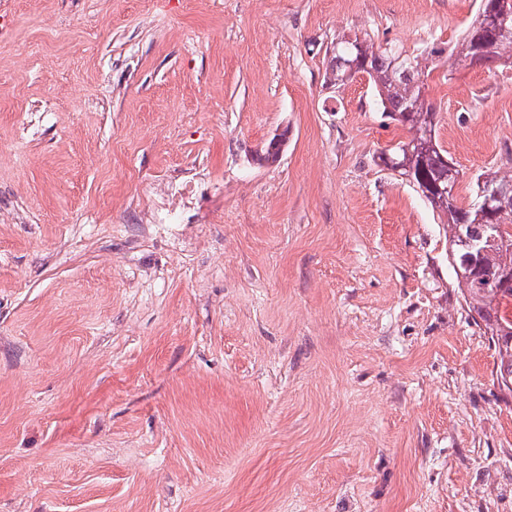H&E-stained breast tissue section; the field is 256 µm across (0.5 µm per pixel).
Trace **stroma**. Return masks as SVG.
Here are the masks:
<instances>
[{
  "mask_svg": "<svg viewBox=\"0 0 512 512\" xmlns=\"http://www.w3.org/2000/svg\"><path fill=\"white\" fill-rule=\"evenodd\" d=\"M479 0H0V512H512V396L338 37ZM426 79L512 174V64ZM288 143L277 161L265 144Z\"/></svg>",
  "mask_w": 512,
  "mask_h": 512,
  "instance_id": "stroma-1",
  "label": "stroma"
}]
</instances>
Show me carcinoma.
I'll return each instance as SVG.
<instances>
[{"label":"carcinoma","instance_id":"1","mask_svg":"<svg viewBox=\"0 0 512 512\" xmlns=\"http://www.w3.org/2000/svg\"><path fill=\"white\" fill-rule=\"evenodd\" d=\"M485 11L478 8L462 41L448 57L469 61L485 42L490 45L489 63L501 59L505 52L512 53V32L489 40L492 32L484 27ZM356 71L372 80L383 113L411 133L379 160L417 187L431 208L446 217L452 263H460V257L470 250L477 256V272L455 273L457 287L474 324L491 335L498 354L496 374L512 375V290L501 293L494 288L498 274L512 270V194L496 203L494 220L503 229L501 235L489 228V219L479 206L487 189L512 187V177L483 172L477 176L471 201H462L456 191L457 180L448 177L447 151L435 139V108L423 94L430 71L418 59L403 58L392 48L376 49L364 40L343 36L336 41L329 80L342 84Z\"/></svg>","mask_w":512,"mask_h":512}]
</instances>
